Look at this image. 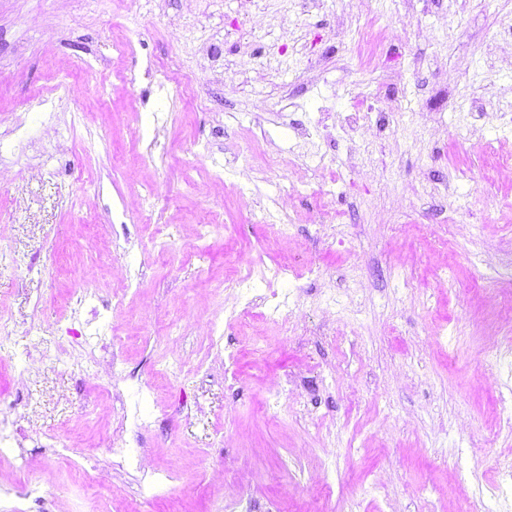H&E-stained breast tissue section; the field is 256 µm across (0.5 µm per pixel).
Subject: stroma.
<instances>
[{
	"label": "stroma",
	"instance_id": "stroma-1",
	"mask_svg": "<svg viewBox=\"0 0 512 512\" xmlns=\"http://www.w3.org/2000/svg\"><path fill=\"white\" fill-rule=\"evenodd\" d=\"M511 23L512 0H0V415L28 434L0 512H470L480 484L502 488L480 512H512ZM173 57L191 93L144 79ZM383 73L397 119L344 136ZM259 255L289 267L281 307L227 321L224 282ZM85 277L123 298L140 444L174 474L147 504L106 448L122 404L70 345ZM47 465L49 500L12 494Z\"/></svg>",
	"mask_w": 512,
	"mask_h": 512
}]
</instances>
